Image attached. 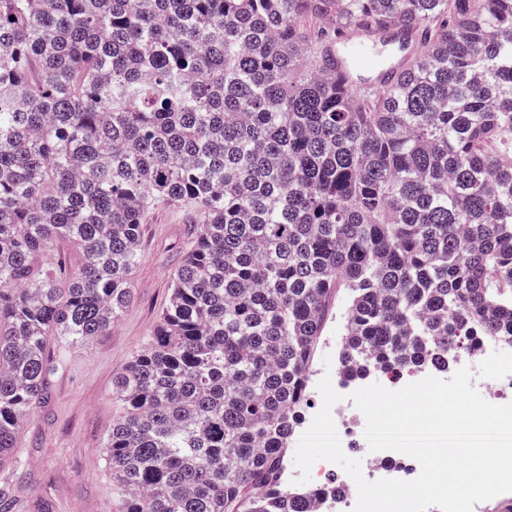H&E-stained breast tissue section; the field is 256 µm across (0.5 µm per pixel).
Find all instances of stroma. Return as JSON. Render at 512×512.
Returning <instances> with one entry per match:
<instances>
[{"mask_svg":"<svg viewBox=\"0 0 512 512\" xmlns=\"http://www.w3.org/2000/svg\"><path fill=\"white\" fill-rule=\"evenodd\" d=\"M194 218L188 200L145 214L132 302L109 333L64 349L63 368L20 435L19 466L0 470L11 512H120L103 462L104 439L123 412L112 381L154 330Z\"/></svg>","mask_w":512,"mask_h":512,"instance_id":"1","label":"stroma"}]
</instances>
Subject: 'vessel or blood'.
Listing matches in <instances>:
<instances>
[{
    "mask_svg": "<svg viewBox=\"0 0 512 512\" xmlns=\"http://www.w3.org/2000/svg\"><path fill=\"white\" fill-rule=\"evenodd\" d=\"M420 50L404 27L368 26L339 35L329 46V57L331 70L344 90L368 87L379 91L390 86L402 61Z\"/></svg>",
    "mask_w": 512,
    "mask_h": 512,
    "instance_id": "1",
    "label": "vessel or blood"
}]
</instances>
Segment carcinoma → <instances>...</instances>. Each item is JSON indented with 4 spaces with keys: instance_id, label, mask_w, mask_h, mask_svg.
<instances>
[{
    "instance_id": "carcinoma-1",
    "label": "carcinoma",
    "mask_w": 512,
    "mask_h": 512,
    "mask_svg": "<svg viewBox=\"0 0 512 512\" xmlns=\"http://www.w3.org/2000/svg\"><path fill=\"white\" fill-rule=\"evenodd\" d=\"M392 24L422 54L340 89L336 31ZM182 200L197 231L112 384L122 512H314L343 489L278 475L340 290L346 380L512 336V0H0V464Z\"/></svg>"
}]
</instances>
